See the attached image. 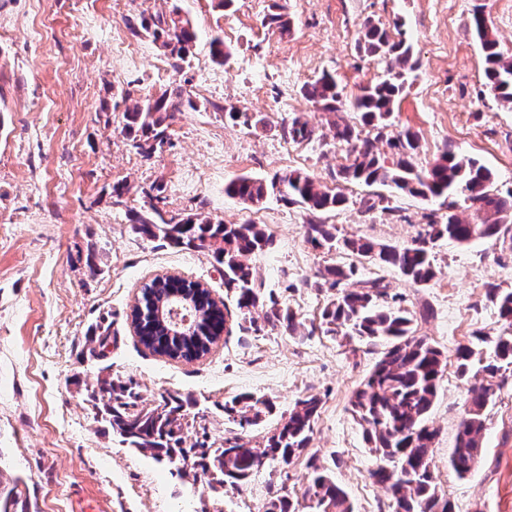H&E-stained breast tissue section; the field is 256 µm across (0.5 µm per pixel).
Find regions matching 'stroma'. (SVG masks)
<instances>
[{
  "label": "stroma",
  "mask_w": 512,
  "mask_h": 512,
  "mask_svg": "<svg viewBox=\"0 0 512 512\" xmlns=\"http://www.w3.org/2000/svg\"><path fill=\"white\" fill-rule=\"evenodd\" d=\"M276 0H0V496L11 512H261L270 484L285 483L293 498L308 484V461L330 471L355 512H380L388 495L369 472L376 458L350 411V398L377 356L327 335L320 315L331 296L321 284L326 266L346 255L307 241L310 213L269 196L258 207L227 196L242 176L272 179L299 170L348 198L323 212L340 234L403 247L440 209L389 193L400 221L362 202L377 190L336 185L331 174L346 149L334 124L361 127L352 109L329 114L303 95V86L329 72L343 99L384 73L382 63L358 49L365 19L400 21L416 68L377 148L391 157L387 137L409 129L419 137L417 166L433 161L445 143L475 157L512 189V110L477 97L483 59L468 27L474 0H277L291 22L288 34L264 26ZM179 9L198 33L189 66L175 70L152 38L133 35L141 16ZM221 34L233 52L216 64L209 41ZM181 88L184 106L167 130L168 141L142 159L123 136L122 116L135 102ZM249 123L230 121L226 106ZM300 117L311 139L284 135V121ZM164 186L166 208L182 219L204 213L213 222L259 224L273 247L253 263L266 290L296 313L295 332H232L204 358L178 362L145 349L128 318L140 285L162 273L205 284L224 298V276L207 251L151 241L131 228L143 188ZM123 195H115V185ZM435 279L418 286L388 266L364 260L348 288L378 278L447 354L475 331L498 333L487 285L512 289V250L493 239L433 248ZM108 329L106 345L90 331ZM133 379L147 401L168 394L196 402L204 417L185 432L187 442L207 435L220 442L229 424L225 399L249 393L269 399L273 416L244 441L262 447L267 433L295 401H321L310 442L286 470L264 466L241 490L212 496L204 478L123 446L98 417L89 398L98 379ZM467 393L448 363L430 421L438 435L432 466L455 512H512V378L487 410L483 457L466 477L449 470L448 456L464 414Z\"/></svg>",
  "instance_id": "1"
}]
</instances>
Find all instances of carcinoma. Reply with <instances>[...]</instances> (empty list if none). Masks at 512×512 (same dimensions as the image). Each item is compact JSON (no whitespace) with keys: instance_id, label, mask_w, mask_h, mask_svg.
<instances>
[{"instance_id":"1","label":"carcinoma","mask_w":512,"mask_h":512,"mask_svg":"<svg viewBox=\"0 0 512 512\" xmlns=\"http://www.w3.org/2000/svg\"><path fill=\"white\" fill-rule=\"evenodd\" d=\"M470 29L484 58L480 93L512 107V54L504 52L496 32L488 21L486 5L476 4L471 11ZM161 42V48L175 59L178 68L193 56L197 33L180 12L140 18L130 25ZM359 49L386 65V76L359 89L351 106L362 113L366 125L377 131L364 136L349 124H334L336 142L348 148V163L336 171V181L382 186L424 201L443 199L448 213L431 211L424 231L409 246L395 247L365 237L338 236L334 224L310 220L307 240L317 248L346 255L370 258L397 269L404 279L425 286L436 276L430 255L435 244L448 237L458 244L493 238L512 249V189L494 187V175L478 159L459 153L451 143L424 168L413 164L419 149L415 132L405 129L389 140L393 160L386 163L376 142L390 126V118L405 85V74L415 69L412 46L396 40L384 26L367 19L362 23ZM214 61L225 64L231 51L224 39L210 41ZM304 96L328 113L344 108L333 76L324 73L303 86ZM181 104V91H164L125 110L122 132L135 152L148 159L167 140L168 120ZM283 132L292 140H305L314 130L298 118L283 124ZM162 185L153 183L143 191L148 205L131 216L132 230L148 239H161L184 250H211L214 262L224 272V288L232 293L237 325L260 332L265 327L297 328L296 315L281 306L273 296L265 295L252 258L269 250L273 235L259 224L214 223L197 213L182 220L167 217ZM224 192L247 206H259L273 193L288 204H298L311 213L336 209L346 197L330 190L310 175L289 171L266 181L242 176L230 182ZM463 196L469 218L455 212L454 197ZM356 264L325 267L323 278L336 290L321 314L324 333L346 341L358 339L382 346L380 356L364 382L353 392L351 412L364 429L370 449L379 456V464L370 478L385 487L389 512H454L449 497L439 490L437 477L429 464V448L437 431L427 423L439 382L447 367V357L433 342L416 335L415 317L396 297H388L386 286L378 280L367 281L360 289H347L344 282L357 275ZM193 291L194 308L199 311L197 339L170 336L167 327L152 318V307L181 290ZM484 298L497 311L503 329L497 335L477 331L474 338L489 346V351L462 345L456 350L457 374L467 386V407L459 423L455 446L448 457L449 468L459 477L469 474L480 460L486 430L487 410L495 404L498 389L512 371V289L497 285L485 288ZM140 306L133 319L140 343L153 353L171 360L193 361L209 353L224 326V309L204 285L177 277H155L141 287ZM93 394L102 403L101 416L128 448L150 455L157 461L181 458L191 469L206 476L211 492L224 493L225 487L239 489L254 471L267 463L282 466L307 448L312 424L319 415L320 399L306 396L296 400L288 418L277 425L261 448H247L243 432L272 414L271 401L243 394L224 402V415L233 429L220 447L208 440L186 444L184 431L189 427L184 401L175 395L159 401L142 399L138 385L127 381L100 379ZM241 449L243 453L231 455ZM312 469L303 493L312 512H354L347 493L336 484L327 469L308 461ZM265 512H298L286 487L273 486Z\"/></svg>"}]
</instances>
